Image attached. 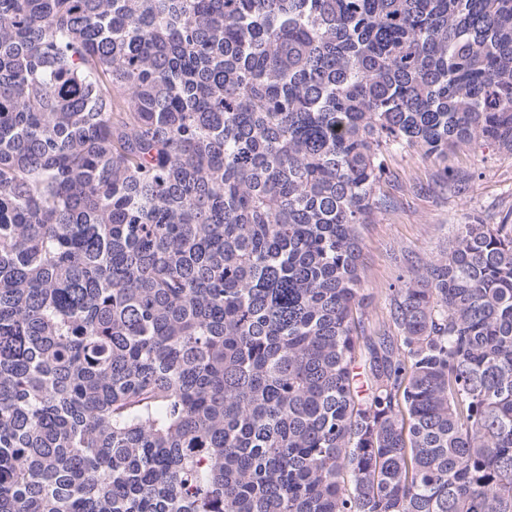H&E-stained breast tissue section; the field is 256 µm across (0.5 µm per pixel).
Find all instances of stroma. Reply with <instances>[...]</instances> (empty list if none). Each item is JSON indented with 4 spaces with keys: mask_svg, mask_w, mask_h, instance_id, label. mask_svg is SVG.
I'll list each match as a JSON object with an SVG mask.
<instances>
[{
    "mask_svg": "<svg viewBox=\"0 0 512 512\" xmlns=\"http://www.w3.org/2000/svg\"><path fill=\"white\" fill-rule=\"evenodd\" d=\"M447 165L472 172L464 194L440 187L434 162L416 151L396 153L387 161L382 189L392 206L363 234L361 287L367 296L369 330L395 331L387 312L390 287L408 273L398 262L401 254L421 262L439 257L469 218L494 224L512 210V153L461 149L449 154Z\"/></svg>",
    "mask_w": 512,
    "mask_h": 512,
    "instance_id": "stroma-1",
    "label": "stroma"
}]
</instances>
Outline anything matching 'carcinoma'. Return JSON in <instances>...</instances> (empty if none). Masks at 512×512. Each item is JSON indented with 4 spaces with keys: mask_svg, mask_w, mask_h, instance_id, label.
Wrapping results in <instances>:
<instances>
[{
    "mask_svg": "<svg viewBox=\"0 0 512 512\" xmlns=\"http://www.w3.org/2000/svg\"><path fill=\"white\" fill-rule=\"evenodd\" d=\"M484 146L512 0H0V512H512V212L363 321ZM445 164L472 172L464 195L440 188L434 162L416 151L398 152L387 160L382 190L393 205L363 234L361 288L368 297L365 325L371 331L397 333L387 320L388 288L408 274L398 263L401 253L421 262L439 257L454 243L458 224L474 216L496 224L512 210L510 152L461 149L449 153Z\"/></svg>",
    "mask_w": 512,
    "mask_h": 512,
    "instance_id": "1",
    "label": "carcinoma"
}]
</instances>
